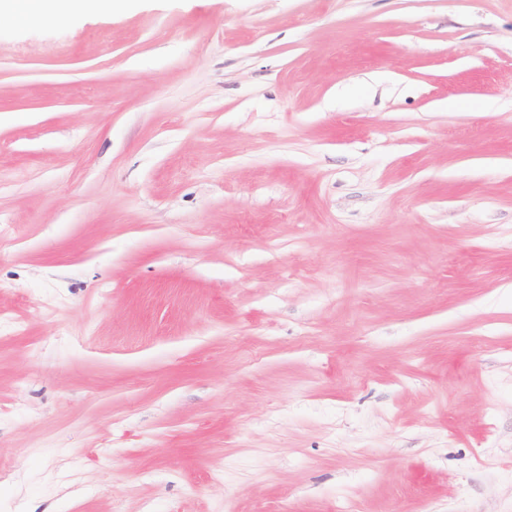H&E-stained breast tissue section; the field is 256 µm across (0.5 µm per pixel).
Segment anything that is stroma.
<instances>
[{
  "label": "stroma",
  "mask_w": 512,
  "mask_h": 512,
  "mask_svg": "<svg viewBox=\"0 0 512 512\" xmlns=\"http://www.w3.org/2000/svg\"><path fill=\"white\" fill-rule=\"evenodd\" d=\"M0 512H512V0L0 23Z\"/></svg>",
  "instance_id": "1"
}]
</instances>
